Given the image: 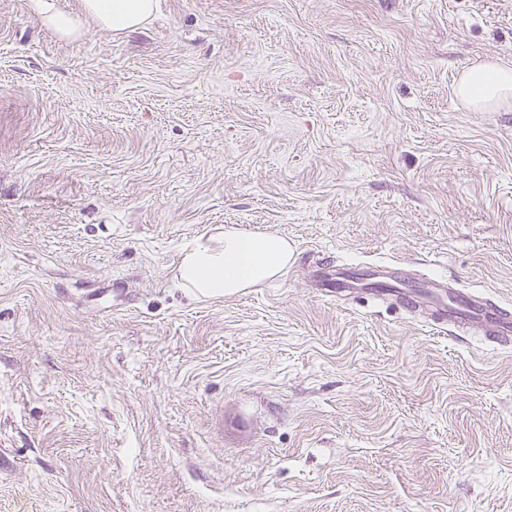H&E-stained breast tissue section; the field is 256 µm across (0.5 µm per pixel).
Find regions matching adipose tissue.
Returning <instances> with one entry per match:
<instances>
[{
    "mask_svg": "<svg viewBox=\"0 0 512 512\" xmlns=\"http://www.w3.org/2000/svg\"><path fill=\"white\" fill-rule=\"evenodd\" d=\"M156 8V0H81V17L46 6L41 19L63 38L78 34L82 18L120 34L143 27ZM455 95L478 110L511 103L512 69L496 63L472 66L460 77ZM293 260L294 249L285 237L219 229L181 247L176 276L194 297L208 300L260 287L286 271Z\"/></svg>",
    "mask_w": 512,
    "mask_h": 512,
    "instance_id": "1",
    "label": "adipose tissue"
}]
</instances>
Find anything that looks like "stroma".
I'll list each match as a JSON object with an SVG mask.
<instances>
[{"label": "stroma", "mask_w": 512, "mask_h": 512, "mask_svg": "<svg viewBox=\"0 0 512 512\" xmlns=\"http://www.w3.org/2000/svg\"><path fill=\"white\" fill-rule=\"evenodd\" d=\"M484 61L512 0H159L77 41L0 0V512H512V347L319 288L400 257L512 305V105L454 94ZM218 226L295 260L194 299Z\"/></svg>", "instance_id": "stroma-1"}]
</instances>
